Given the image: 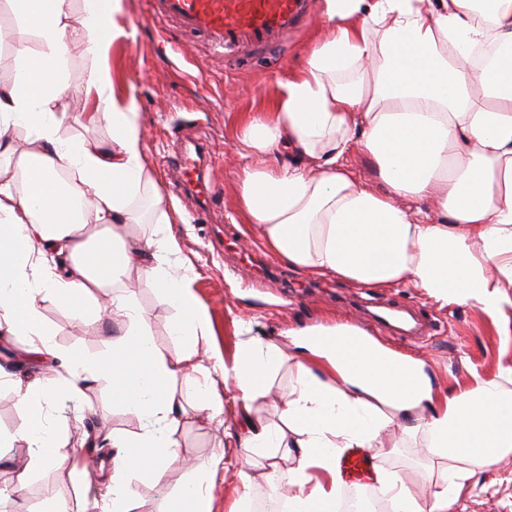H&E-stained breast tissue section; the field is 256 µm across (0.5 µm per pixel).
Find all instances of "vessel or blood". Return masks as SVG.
<instances>
[{
  "instance_id": "1",
  "label": "vessel or blood",
  "mask_w": 512,
  "mask_h": 512,
  "mask_svg": "<svg viewBox=\"0 0 512 512\" xmlns=\"http://www.w3.org/2000/svg\"><path fill=\"white\" fill-rule=\"evenodd\" d=\"M316 0H146L149 20L174 23L181 31L202 38L226 64L246 67L266 58L283 57L288 41L311 20ZM208 147L182 142L172 164L180 190L204 215L216 190V176L207 170ZM365 318L380 328L405 333L406 315L396 309L363 307ZM373 458L364 449L342 453L340 465L350 488L365 487Z\"/></svg>"
}]
</instances>
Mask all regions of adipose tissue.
<instances>
[{
	"instance_id": "obj_1",
	"label": "adipose tissue",
	"mask_w": 512,
	"mask_h": 512,
	"mask_svg": "<svg viewBox=\"0 0 512 512\" xmlns=\"http://www.w3.org/2000/svg\"><path fill=\"white\" fill-rule=\"evenodd\" d=\"M82 2L76 12L71 0H8L19 21L8 37L20 64L12 82L0 84V154L21 156L23 179L0 166V333L25 337L32 360L58 359L62 369L49 381L0 375L24 410L0 447L25 442L21 477L65 465L83 482L85 469L69 462L64 430L48 410L60 394L106 376L114 401L147 418L136 437L118 433L112 445L138 449L159 482L178 459L173 429L186 415L173 385L208 375L197 344L210 321L189 271L169 263L180 243L166 228L169 204L147 160L143 118L134 97L115 94L105 64L112 45L129 36L119 22L124 0ZM321 19L319 40L279 82L268 109L237 124L239 214L290 267L360 288L407 285L497 317L512 288V0H323ZM32 37L39 50L28 49ZM491 45L499 50L491 65L468 64L472 51ZM76 51L95 62L83 120L107 122L110 141L60 135ZM18 128L30 149L16 151L10 134ZM284 148L301 164L280 163ZM356 148L372 159L384 192L350 167ZM415 199L429 201V211L412 213ZM148 217L160 228L145 241L130 228ZM133 270L177 309L172 333L186 342L178 355L155 349L148 316L126 284ZM105 288L112 297L102 307ZM47 299L87 320L105 310L117 326L111 352L60 356L41 315ZM251 331V321H241L243 341L224 371L238 390L239 445L273 469L295 454L296 467L281 475L295 512L335 506L337 451L373 447L395 423L419 436L428 455L452 458L468 448L475 466L486 467L512 451V399L500 387L511 368L444 396L424 362L393 372L385 366L393 352L374 340H363L357 365L327 344L353 335L350 323L291 331L286 349ZM289 362L295 381L279 394L278 423H265L261 401ZM131 467L116 459L86 512H127ZM473 475L449 471L425 507L383 469L373 489L390 512H450Z\"/></svg>"
}]
</instances>
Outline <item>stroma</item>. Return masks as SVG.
I'll return each instance as SVG.
<instances>
[{
    "label": "stroma",
    "instance_id": "35a3bbf8",
    "mask_svg": "<svg viewBox=\"0 0 512 512\" xmlns=\"http://www.w3.org/2000/svg\"><path fill=\"white\" fill-rule=\"evenodd\" d=\"M124 21L134 28L135 35L113 46L108 65L116 91L134 93L143 115L148 158L161 173L170 201L169 229L182 242L183 258L192 264L193 292L211 324L207 348L220 360L211 369V383L224 401L221 416L211 419L198 410L194 382L177 384L182 403L191 410L189 418L175 429L180 460L206 463L220 454L226 457V467L209 484L211 512H229L236 504L242 512H286L288 508V495L269 468H250L254 480L248 489L243 488L239 476L240 469L247 466L246 456L235 435L236 389L225 382L223 368L234 363L241 341L240 320L252 321L255 338L281 344L284 331L291 328L351 321L352 303L393 306L413 310L431 328L416 342L388 336L384 345L423 360L440 391L477 376L495 377L500 368L512 366V307L493 319L470 304L433 302L414 288H357L332 277H313L281 262L275 265V275L258 278L250 287L241 284L242 251L253 249L262 255L266 249L258 231H246L237 212L240 158L236 126L243 113L261 111L275 94L278 81L287 79L298 65L319 36L320 16H313L310 25L297 35L283 61H266L245 70L227 68L223 57L211 53L203 40L176 26L158 29L145 17V0H127ZM180 44L192 45L193 60L176 53ZM92 66V60L80 54L69 62L72 91L64 101L68 118L60 132L70 140H107L112 136L106 123L88 125L79 120L84 111L81 88ZM187 138L202 140L212 152L218 179L213 209L221 215V222H191L192 204L170 175L169 163ZM128 283L149 314L155 347L167 355L181 351L183 340L171 333L175 309L153 289L141 285L137 274H130ZM41 312L60 351L99 355L112 344V325L89 324L53 301L43 302ZM51 415L67 429L66 451L71 459L86 462L88 482L76 486L62 468L45 469L19 482L13 459L20 455V448L0 450V487L19 488L11 498L0 499V512H42L51 501L64 507L83 505L99 482L112 475L113 434L132 436L142 426L139 416L113 401L112 385L103 378L90 381L78 395L59 399ZM371 453L381 467L402 476L425 500L447 466L444 460L423 457L395 425L381 433ZM189 479L179 463L172 465L160 483L141 471H131L127 476L130 512H179L180 494ZM452 512H512V453L491 467L477 469Z\"/></svg>",
    "mask_w": 512,
    "mask_h": 512
}]
</instances>
